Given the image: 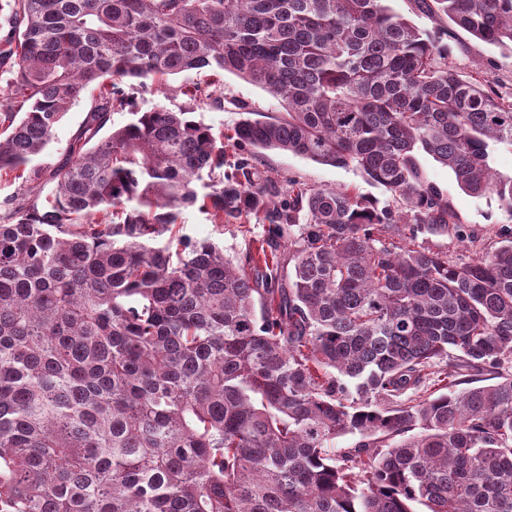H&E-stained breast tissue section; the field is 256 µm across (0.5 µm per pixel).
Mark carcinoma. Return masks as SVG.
I'll use <instances>...</instances> for the list:
<instances>
[{
  "label": "carcinoma",
  "mask_w": 512,
  "mask_h": 512,
  "mask_svg": "<svg viewBox=\"0 0 512 512\" xmlns=\"http://www.w3.org/2000/svg\"><path fill=\"white\" fill-rule=\"evenodd\" d=\"M387 2L0 0V181L30 192L0 216V512H512V227L466 262L417 243L462 237L422 152L512 217L491 165L512 92ZM415 2L512 54V0ZM203 70L280 115L238 101L224 134L143 107ZM226 141L353 166L395 205L284 185ZM194 207L267 234L229 257L180 234ZM91 100V93H86L81 102L64 116L56 126L53 138L47 146L44 156L38 159L36 163L55 162L66 151L90 107Z\"/></svg>",
  "instance_id": "cac0c4a2"
}]
</instances>
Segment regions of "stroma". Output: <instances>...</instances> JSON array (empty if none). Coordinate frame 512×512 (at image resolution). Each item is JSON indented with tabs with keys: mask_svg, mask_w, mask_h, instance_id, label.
<instances>
[{
	"mask_svg": "<svg viewBox=\"0 0 512 512\" xmlns=\"http://www.w3.org/2000/svg\"><path fill=\"white\" fill-rule=\"evenodd\" d=\"M391 5L447 45L448 60L461 74L512 88V55L503 54L499 49L474 39L446 17L418 12L414 0H391ZM238 100L251 103L267 116L278 112L275 101L260 87L228 73L224 76L223 107H215L206 101L199 104L195 116L214 130L231 129L240 119L234 106ZM419 161L425 176L444 191L462 225L476 236L472 243L461 242L450 235L432 236L427 239V246L463 261L496 247L497 230L512 223V216L501 208L497 198L472 197L458 187L454 174L448 168L425 154L420 155ZM253 163L262 174L282 180L294 179L309 189L348 188L382 206L392 201L390 193L383 187L371 183L360 170L352 167L337 168L276 150L257 152ZM182 232L195 240L210 239L222 246L225 254L232 256L251 247L256 238L264 235L265 227L255 219L243 224H213L206 214L190 208L182 213Z\"/></svg>",
	"mask_w": 512,
	"mask_h": 512,
	"instance_id": "stroma-1",
	"label": "stroma"
}]
</instances>
